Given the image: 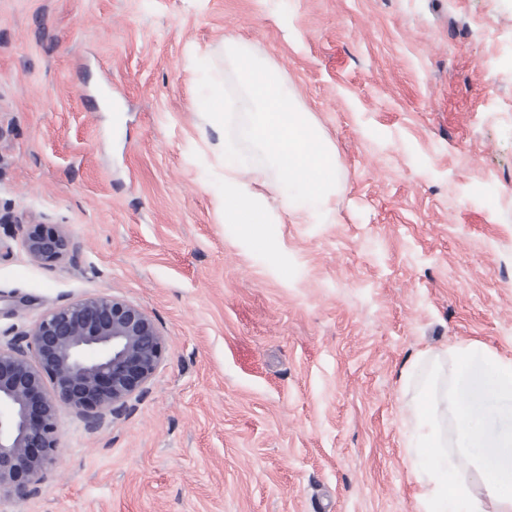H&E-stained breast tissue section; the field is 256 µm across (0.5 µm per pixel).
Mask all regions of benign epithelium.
Wrapping results in <instances>:
<instances>
[{
	"label": "benign epithelium",
	"mask_w": 512,
	"mask_h": 512,
	"mask_svg": "<svg viewBox=\"0 0 512 512\" xmlns=\"http://www.w3.org/2000/svg\"><path fill=\"white\" fill-rule=\"evenodd\" d=\"M23 245L42 264L75 249L66 235L40 222L28 224ZM162 350L153 318L116 297L58 304L21 337L0 345V490L35 493L57 449L61 409L80 412L91 426L103 409L121 414L156 375Z\"/></svg>",
	"instance_id": "1"
}]
</instances>
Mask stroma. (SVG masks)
<instances>
[{"label": "stroma", "instance_id": "35a3bbf8", "mask_svg": "<svg viewBox=\"0 0 512 512\" xmlns=\"http://www.w3.org/2000/svg\"><path fill=\"white\" fill-rule=\"evenodd\" d=\"M228 37L341 162L320 223L275 206L276 251L220 206L216 143L263 161ZM33 220L74 253L32 261ZM91 296L154 319L160 367L96 427L62 409L0 512H418L401 371L512 357V0H0V340ZM225 109L223 94L211 93L205 101L203 112L212 127L221 129L229 120L230 115L233 114V112H224Z\"/></svg>", "mask_w": 512, "mask_h": 512}]
</instances>
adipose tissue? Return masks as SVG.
<instances>
[{
	"instance_id": "1",
	"label": "adipose tissue",
	"mask_w": 512,
	"mask_h": 512,
	"mask_svg": "<svg viewBox=\"0 0 512 512\" xmlns=\"http://www.w3.org/2000/svg\"><path fill=\"white\" fill-rule=\"evenodd\" d=\"M225 46L251 104L245 134L269 164L241 166L234 147L224 146V221L260 249L270 244L266 226L273 221L267 192L280 195L288 212L316 220L339 188V161L277 71L235 39ZM401 378L416 384L404 424L421 512H512V425H483L489 402L512 412V357L477 342L455 344L418 353Z\"/></svg>"
}]
</instances>
